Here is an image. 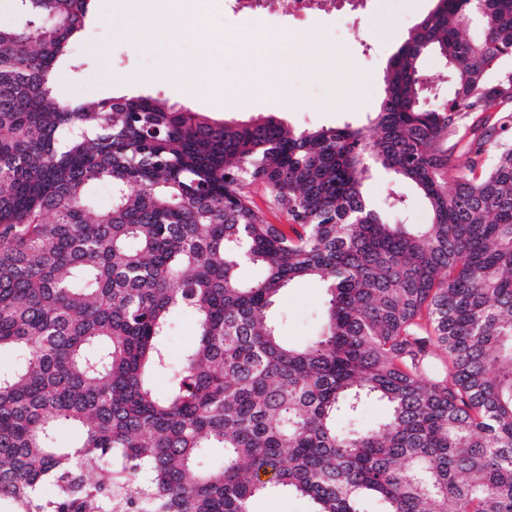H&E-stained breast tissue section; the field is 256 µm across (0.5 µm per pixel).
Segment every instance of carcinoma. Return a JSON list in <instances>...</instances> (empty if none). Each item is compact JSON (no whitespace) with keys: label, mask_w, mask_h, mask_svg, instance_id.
<instances>
[{"label":"carcinoma","mask_w":512,"mask_h":512,"mask_svg":"<svg viewBox=\"0 0 512 512\" xmlns=\"http://www.w3.org/2000/svg\"><path fill=\"white\" fill-rule=\"evenodd\" d=\"M8 2L24 21L0 27L8 512H252L279 490L311 512H512V0H437L388 61L373 137L56 101L90 0ZM429 53L452 86L442 109ZM373 169L413 184L430 222H389L406 200L372 206ZM101 183L112 207L92 213ZM257 183L288 223L254 209ZM306 279L325 318L295 347L268 312ZM180 312L197 340L173 369ZM371 401L387 414L360 428Z\"/></svg>","instance_id":"cac0c4a2"}]
</instances>
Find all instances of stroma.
Instances as JSON below:
<instances>
[{"mask_svg": "<svg viewBox=\"0 0 512 512\" xmlns=\"http://www.w3.org/2000/svg\"><path fill=\"white\" fill-rule=\"evenodd\" d=\"M175 4L184 23L181 35L144 48L128 43L134 17L127 0H112L104 10L93 11L70 58L57 67L55 99L82 102L143 95L215 121L274 115L296 130L365 127L382 98L389 58L415 23L433 9L435 0H364L353 12L329 9L284 16L277 28L290 34L288 46L278 45L258 56L233 47L211 51L209 34L191 24L197 0ZM313 40L320 51L311 50ZM176 58L206 59L194 90H187L182 78L169 70V62ZM394 188L409 200L398 220L430 222L423 198L386 173L374 174L365 184V194L380 206ZM324 300L323 287L312 280L287 288L269 311L280 336L294 344L314 337Z\"/></svg>", "mask_w": 512, "mask_h": 512, "instance_id": "35a3bbf8", "label": "stroma"}]
</instances>
